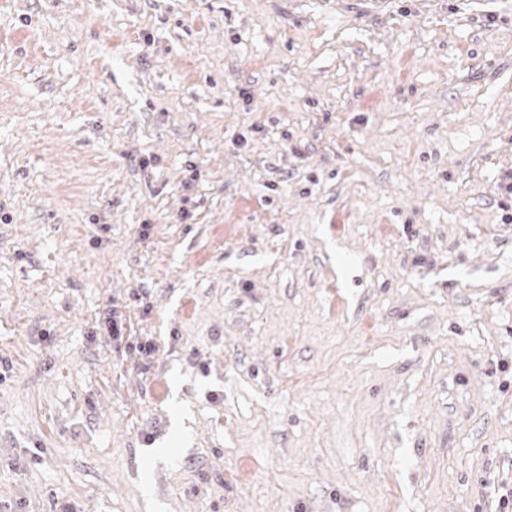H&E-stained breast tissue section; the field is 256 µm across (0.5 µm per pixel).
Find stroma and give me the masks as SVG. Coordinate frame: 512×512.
I'll return each mask as SVG.
<instances>
[{"label":"stroma","instance_id":"1","mask_svg":"<svg viewBox=\"0 0 512 512\" xmlns=\"http://www.w3.org/2000/svg\"><path fill=\"white\" fill-rule=\"evenodd\" d=\"M509 171L512 0H0V512H498Z\"/></svg>","mask_w":512,"mask_h":512}]
</instances>
